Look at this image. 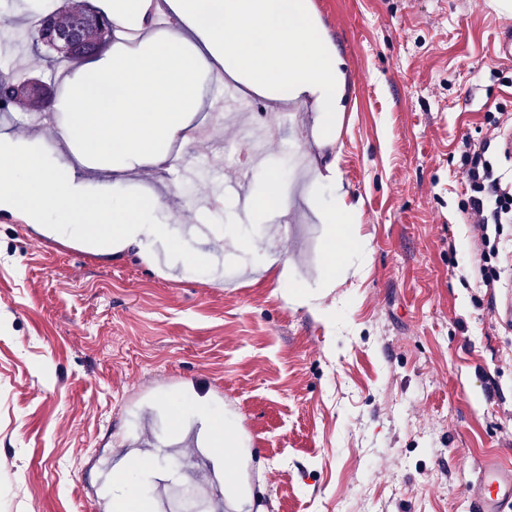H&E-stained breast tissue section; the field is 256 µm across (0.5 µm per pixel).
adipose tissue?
<instances>
[{"mask_svg":"<svg viewBox=\"0 0 512 512\" xmlns=\"http://www.w3.org/2000/svg\"><path fill=\"white\" fill-rule=\"evenodd\" d=\"M226 22L204 23L203 0H176L188 35L174 34L142 52L109 48L105 64L82 65V81L70 99L73 121L61 136L73 145V165L58 171L29 145L0 138V206L33 226L57 209L101 252L113 244L137 247L143 238H168L151 220L159 199L144 195L117 202L82 189L87 160L152 158L163 164L195 100L197 64L209 58L253 88L284 87L290 97L314 96L319 120L336 118L340 87L334 62L324 53L302 0H215Z\"/></svg>","mask_w":512,"mask_h":512,"instance_id":"ef3b65f1","label":"adipose tissue"}]
</instances>
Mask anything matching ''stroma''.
Listing matches in <instances>:
<instances>
[{
    "mask_svg": "<svg viewBox=\"0 0 512 512\" xmlns=\"http://www.w3.org/2000/svg\"><path fill=\"white\" fill-rule=\"evenodd\" d=\"M305 2L336 57L340 108L328 129L314 112L281 125L250 182L258 194L279 176L302 222L229 192L252 151L234 118L186 141L195 178L150 163L85 171L116 201L151 185L168 240L105 255L56 211L49 236L0 211V512H100L116 491L99 463L127 448L152 451L148 502L164 480L204 484L200 464L162 451L175 399L220 411L240 450L223 512H470L477 462L512 459V288L477 275L462 185L464 140L512 118V60L493 55L512 11ZM62 3L0 0V24L25 29ZM57 60L31 41L0 56V78L57 89L42 132L14 107L0 137L63 167L72 82H57ZM340 197L353 219L321 223ZM197 219L212 235L187 233ZM313 229L326 245L365 241L359 274L322 291Z\"/></svg>",
    "mask_w": 512,
    "mask_h": 512,
    "instance_id": "stroma-1",
    "label": "stroma"
}]
</instances>
